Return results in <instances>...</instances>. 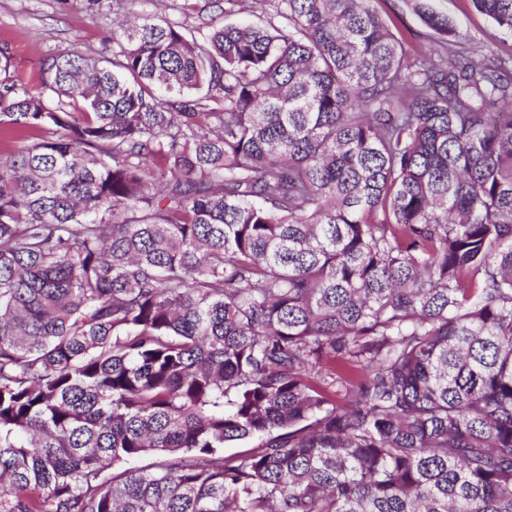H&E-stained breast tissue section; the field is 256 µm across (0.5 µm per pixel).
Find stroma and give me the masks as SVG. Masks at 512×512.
Instances as JSON below:
<instances>
[{
	"label": "stroma",
	"instance_id": "35a3bbf8",
	"mask_svg": "<svg viewBox=\"0 0 512 512\" xmlns=\"http://www.w3.org/2000/svg\"><path fill=\"white\" fill-rule=\"evenodd\" d=\"M374 6L411 58L424 61L435 47L437 37L406 0H374ZM434 6L458 27L466 50L489 46L503 58L512 57V39H501L490 22L473 9L470 0H435ZM135 9L183 23L198 36L211 25L226 21L214 8L200 13L186 9L185 0H138ZM112 19V0H100L95 7L88 0H0V44L9 45L13 71L35 90L39 87L44 58L73 49L98 51Z\"/></svg>",
	"mask_w": 512,
	"mask_h": 512
}]
</instances>
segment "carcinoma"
<instances>
[{"instance_id": "1", "label": "carcinoma", "mask_w": 512, "mask_h": 512, "mask_svg": "<svg viewBox=\"0 0 512 512\" xmlns=\"http://www.w3.org/2000/svg\"><path fill=\"white\" fill-rule=\"evenodd\" d=\"M410 2L419 66L373 0L0 46V512H512V68ZM34 139L26 133H17L8 126L0 127V157H6L15 152L19 147Z\"/></svg>"}]
</instances>
